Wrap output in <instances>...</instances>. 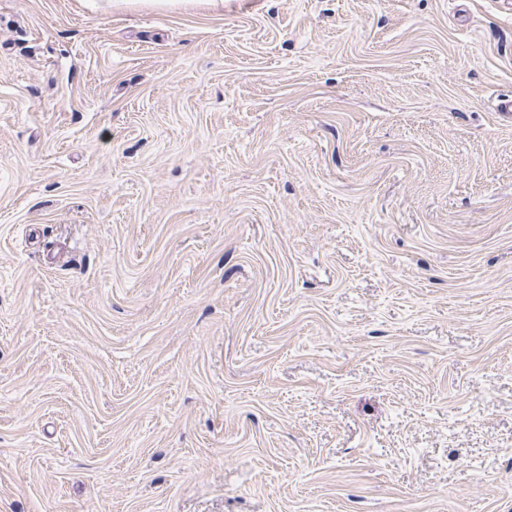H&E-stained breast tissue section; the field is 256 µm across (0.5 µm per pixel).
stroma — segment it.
<instances>
[{
    "label": "stroma",
    "mask_w": 512,
    "mask_h": 512,
    "mask_svg": "<svg viewBox=\"0 0 512 512\" xmlns=\"http://www.w3.org/2000/svg\"><path fill=\"white\" fill-rule=\"evenodd\" d=\"M512 0H0V512H512Z\"/></svg>",
    "instance_id": "stroma-1"
}]
</instances>
